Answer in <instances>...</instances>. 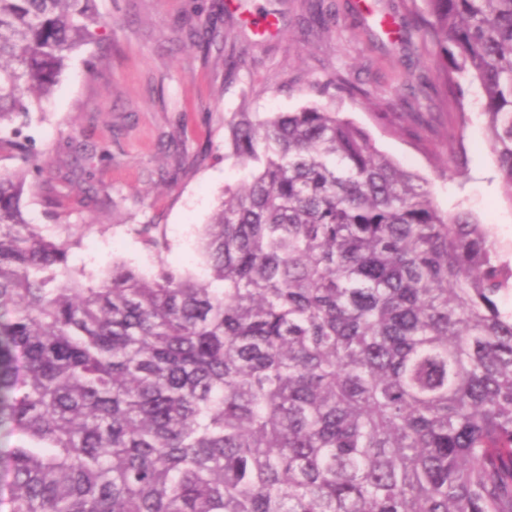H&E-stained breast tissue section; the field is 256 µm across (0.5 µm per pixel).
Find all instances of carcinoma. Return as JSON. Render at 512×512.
Masks as SVG:
<instances>
[{
	"label": "carcinoma",
	"instance_id": "1",
	"mask_svg": "<svg viewBox=\"0 0 512 512\" xmlns=\"http://www.w3.org/2000/svg\"><path fill=\"white\" fill-rule=\"evenodd\" d=\"M443 91L484 92L512 197V0H422ZM97 0H0V512H512V270L489 228L322 106L224 117L248 170L206 274L72 262L20 139Z\"/></svg>",
	"mask_w": 512,
	"mask_h": 512
}]
</instances>
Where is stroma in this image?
<instances>
[{
  "label": "stroma",
  "instance_id": "stroma-1",
  "mask_svg": "<svg viewBox=\"0 0 512 512\" xmlns=\"http://www.w3.org/2000/svg\"><path fill=\"white\" fill-rule=\"evenodd\" d=\"M112 23L85 46L22 139L48 164L23 204L54 225L45 187L71 200L70 224L92 230L77 257L88 269L113 259L146 263L134 230L153 224L167 263L199 271V234L225 185L241 172L224 156L232 112L335 108L375 147L429 183L436 203L471 213L491 231L512 268V198L485 137L481 89L465 79L462 101L434 93L437 72L415 0H319L328 25L308 26L309 0H98ZM394 17L397 34L382 29ZM217 21L209 49L191 45L186 23ZM344 78L369 99L332 86Z\"/></svg>",
  "mask_w": 512,
  "mask_h": 512
}]
</instances>
